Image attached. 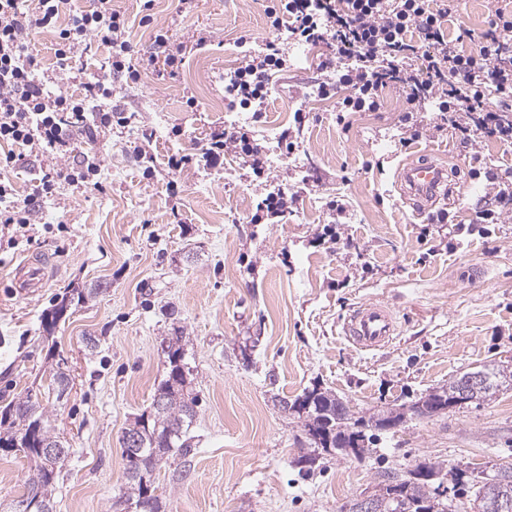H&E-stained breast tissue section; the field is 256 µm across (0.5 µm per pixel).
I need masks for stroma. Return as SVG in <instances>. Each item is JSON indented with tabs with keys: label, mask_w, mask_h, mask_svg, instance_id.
<instances>
[{
	"label": "stroma",
	"mask_w": 512,
	"mask_h": 512,
	"mask_svg": "<svg viewBox=\"0 0 512 512\" xmlns=\"http://www.w3.org/2000/svg\"><path fill=\"white\" fill-rule=\"evenodd\" d=\"M144 1L112 0L129 21L136 58L154 51L152 29L139 23ZM149 1L184 64L174 71L156 57L124 90L127 124L112 125L96 144L98 189L60 182L32 213L27 241L0 250V406L33 393L67 441L55 512H112L127 487L123 431L150 412L167 373L162 344L174 335L199 403L189 466L171 461L156 474L164 512H341L389 469L511 464L512 389L480 406L408 416L377 432L360 456L322 454L310 466L298 462L302 427L278 401L318 385L367 416L411 405L470 367L512 366V213L488 226L475 221L493 201V184L512 181V146L460 143L434 130L430 111L417 116L422 136L402 142L398 86L385 91L379 111L340 113L348 89L319 93L328 46L299 60L296 43L266 25L270 0H194L183 12L178 0ZM433 6L449 11L447 32L462 36L467 52L484 41L496 9L494 0ZM242 36L256 50L276 41L287 61L263 111H244L241 122L266 158L264 179L233 152L211 166L203 158L226 125L225 108L210 101L224 97ZM53 44L50 30L32 41L52 92L79 97L89 76L108 75L109 51L96 42L76 58L71 78L61 77ZM291 128L290 153L282 134ZM85 141L76 135L54 155L22 149L11 176L16 193H38L43 174L80 157ZM178 152L195 163L175 174L167 161ZM423 154L459 175L464 197L446 208L462 233L414 214L393 187L396 167ZM276 188L297 194L292 212L251 223L257 202ZM333 199L343 215L330 209ZM29 258L49 259L48 285L22 299L12 293V272ZM474 264L483 278L468 277ZM97 281L108 290L73 303L46 331L63 298ZM367 301L388 303L399 333L388 347L356 352L338 322ZM57 353L74 379L61 400L48 390ZM28 470L22 454L0 451V502L20 498Z\"/></svg>",
	"instance_id": "stroma-1"
}]
</instances>
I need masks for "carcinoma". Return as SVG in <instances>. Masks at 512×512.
I'll use <instances>...</instances> for the list:
<instances>
[{"label": "carcinoma", "instance_id": "obj_1", "mask_svg": "<svg viewBox=\"0 0 512 512\" xmlns=\"http://www.w3.org/2000/svg\"><path fill=\"white\" fill-rule=\"evenodd\" d=\"M180 337H173L164 349L167 355L169 371L155 390L151 412L140 415L134 421L144 433L146 451L124 463L126 479L131 493L128 498L141 500L147 504L143 512H160L161 500L155 495V472L161 468V462L177 458L181 464L189 462L193 455V436L190 428L196 416L197 395L188 388L184 352L179 345ZM488 378V388L483 394V401L491 400L505 387L512 386V368L509 369L495 362L479 366ZM462 375L448 379V383L426 394L424 406L427 416L432 417L456 407L453 396ZM67 366L56 361L53 368L51 386L56 396H61L69 389ZM290 403L298 410L293 416L301 421L308 444L313 451L331 447L335 454L344 455L336 445H352L363 448L373 441L370 431L379 428L384 421H394V416L376 419L355 416L346 401L339 400L333 393L315 386L307 389L293 400L282 399L280 403ZM330 421V433L321 431L325 421ZM0 451H21L31 462L26 476L23 498L33 504L31 512H53L52 491L58 471L68 455V448L55 432L40 403L32 399L31 394L13 401L0 410ZM57 447L61 458L53 463L46 460V447ZM512 486V467L503 465L488 476L471 479L473 499L469 504L444 503L431 491L429 481L417 474L407 477L399 492L402 503L412 508V512H468V505L480 503L482 512H500L497 486Z\"/></svg>", "mask_w": 512, "mask_h": 512}]
</instances>
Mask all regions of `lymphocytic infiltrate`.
<instances>
[{"label":"lymphocytic infiltrate","mask_w":512,"mask_h":512,"mask_svg":"<svg viewBox=\"0 0 512 512\" xmlns=\"http://www.w3.org/2000/svg\"><path fill=\"white\" fill-rule=\"evenodd\" d=\"M96 8L70 14L65 27L57 22L67 0H37L36 17L28 19L25 0H0V141L11 149L0 154V228L25 225L43 199L53 196L59 181H77L95 189L100 159L93 147L98 135L111 124L127 121L106 79L85 82V95L75 98L46 90L31 51L34 29L57 28L55 48L59 72L72 70V61L97 41L111 51L110 71L134 83L149 60L132 61L126 40V20L111 7V0H97ZM273 34H287L301 45H329L331 53L321 62L332 73L319 92L330 96L346 87L345 112H374L383 89L402 85L404 133L420 135L414 114L423 106L438 112L436 131L453 130L467 145L495 138L512 142V122L504 110L512 109V12L497 9L492 21L499 36L481 42L477 51L451 47L445 27L446 14L433 9L431 0H278L266 12ZM418 59L419 67L403 62ZM286 65L274 43L263 51L243 56L240 66L224 83L228 107L261 111L270 93L273 72ZM90 142L81 163L44 174L40 196L18 197L8 174L16 161L14 146H38L49 154L66 147L77 132ZM249 157L256 176H263L266 160L260 146L240 127L215 134L205 152L214 162L224 151Z\"/></svg>","instance_id":"lymphocytic-infiltrate-1"}]
</instances>
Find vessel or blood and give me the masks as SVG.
<instances>
[{
    "instance_id": "obj_1",
    "label": "vessel or blood",
    "mask_w": 512,
    "mask_h": 512,
    "mask_svg": "<svg viewBox=\"0 0 512 512\" xmlns=\"http://www.w3.org/2000/svg\"><path fill=\"white\" fill-rule=\"evenodd\" d=\"M402 199L414 212H422L454 192L456 184L447 169L436 161L421 157L399 165L393 182ZM23 273L22 282L15 289L20 298L37 293L46 285L43 261H24L17 267ZM398 332L393 309L382 302H364L345 319L342 334L351 346L360 352H369L390 344Z\"/></svg>"
}]
</instances>
